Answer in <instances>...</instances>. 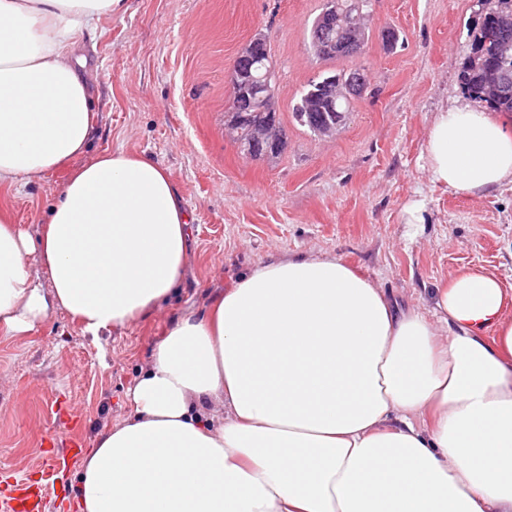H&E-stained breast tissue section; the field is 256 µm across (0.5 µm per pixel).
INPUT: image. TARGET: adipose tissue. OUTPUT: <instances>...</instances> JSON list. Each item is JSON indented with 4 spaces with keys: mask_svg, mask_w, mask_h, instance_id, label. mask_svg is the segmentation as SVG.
Segmentation results:
<instances>
[{
    "mask_svg": "<svg viewBox=\"0 0 512 512\" xmlns=\"http://www.w3.org/2000/svg\"><path fill=\"white\" fill-rule=\"evenodd\" d=\"M126 0H0V186L85 153L78 36ZM432 182L512 183V124L459 104L425 142ZM169 175L124 150L74 169L29 233L0 211V331L56 308L92 338L159 308L189 261ZM47 272L42 288L31 267ZM401 305L329 254L242 273L155 344L76 472L78 512H512V306L471 271Z\"/></svg>",
    "mask_w": 512,
    "mask_h": 512,
    "instance_id": "obj_1",
    "label": "adipose tissue"
}]
</instances>
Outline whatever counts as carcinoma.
Returning a JSON list of instances; mask_svg holds the SVG:
<instances>
[{"label":"carcinoma","instance_id":"1","mask_svg":"<svg viewBox=\"0 0 512 512\" xmlns=\"http://www.w3.org/2000/svg\"><path fill=\"white\" fill-rule=\"evenodd\" d=\"M512 0H496V6L484 14L475 43V52L462 70L460 80L465 92L474 100L487 104L497 112H512V94L498 97L487 95V88L496 83L501 73L512 76V31L503 34L499 24L501 9ZM371 34L355 27L336 30V43L329 51L315 55L321 60L353 59L358 57L369 42ZM241 56L254 59L252 71L268 70L272 60L265 37L257 35L242 51ZM343 71L323 72L309 81L293 105L291 116L295 123L314 133L320 129L336 132L344 123L349 100L335 94L331 76H341ZM238 97L246 103L243 112L230 113L229 123L239 139L253 138L257 119L267 122L272 137L286 135L285 127L275 109L274 98L258 100L252 97L247 86L238 89Z\"/></svg>","mask_w":512,"mask_h":512}]
</instances>
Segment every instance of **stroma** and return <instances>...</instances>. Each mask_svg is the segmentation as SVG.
I'll use <instances>...</instances> for the list:
<instances>
[{"label":"stroma","instance_id":"stroma-1","mask_svg":"<svg viewBox=\"0 0 512 512\" xmlns=\"http://www.w3.org/2000/svg\"><path fill=\"white\" fill-rule=\"evenodd\" d=\"M323 0H127L119 17L79 35L94 75V130L85 164L118 148L165 168L192 221L180 293L158 311L92 343L62 310L28 333L0 332V463L43 485L44 455L125 417L127 396L154 345L183 309H204L248 268L284 255L336 256L403 304L429 312L432 288L482 270L512 292V183L476 197L431 181L424 158L436 112L462 99L487 0H374L371 94L319 138L292 122L303 87L342 61L316 59L309 31ZM275 64V107L286 129L277 156L241 153L226 126L228 76L255 35ZM69 174L0 187V207L28 231L45 223ZM424 223H408L413 203Z\"/></svg>","mask_w":512,"mask_h":512}]
</instances>
